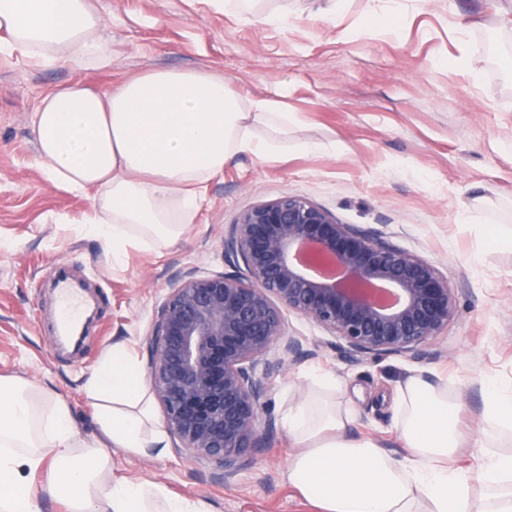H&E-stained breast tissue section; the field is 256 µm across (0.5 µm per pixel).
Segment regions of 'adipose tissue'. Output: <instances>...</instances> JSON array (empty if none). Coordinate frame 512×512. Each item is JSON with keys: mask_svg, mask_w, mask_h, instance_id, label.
Instances as JSON below:
<instances>
[{"mask_svg": "<svg viewBox=\"0 0 512 512\" xmlns=\"http://www.w3.org/2000/svg\"><path fill=\"white\" fill-rule=\"evenodd\" d=\"M102 26L90 0H0L8 49L40 64L109 67ZM269 121L288 124L278 100L245 105L207 71L152 70L110 92L80 81L56 87L44 95L33 128L47 181L93 193L85 228L117 255L130 245L178 239L203 202L200 186L227 160L273 155V140L251 133ZM340 389L336 377L313 376L311 392L284 410L297 449L288 480L305 499L321 512H470V480L449 462L474 440L461 430L460 405L445 384L418 375L399 384L402 457L373 437L349 434L355 413L337 402ZM87 391L113 445L163 454L153 398L123 347H113ZM40 472L69 512H210L205 500L173 495L164 485L112 478L106 452L83 446L64 403H46L35 386L19 392L0 384V512H41L29 488ZM477 478L489 490L486 512H512V454L488 456Z\"/></svg>", "mask_w": 512, "mask_h": 512, "instance_id": "obj_1", "label": "adipose tissue"}]
</instances>
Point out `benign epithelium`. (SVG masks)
<instances>
[{
  "mask_svg": "<svg viewBox=\"0 0 512 512\" xmlns=\"http://www.w3.org/2000/svg\"><path fill=\"white\" fill-rule=\"evenodd\" d=\"M224 253L244 272L190 275L171 289L148 337L146 378L167 431L188 456L213 461L226 481L275 432L271 420L258 428L269 378L303 354L282 310L314 321L362 357L416 353L456 312L434 262L343 224L302 196L241 213ZM85 334L73 326L54 344L78 347Z\"/></svg>",
  "mask_w": 512,
  "mask_h": 512,
  "instance_id": "7a95c632",
  "label": "benign epithelium"
}]
</instances>
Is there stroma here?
Here are the masks:
<instances>
[{
	"mask_svg": "<svg viewBox=\"0 0 512 512\" xmlns=\"http://www.w3.org/2000/svg\"><path fill=\"white\" fill-rule=\"evenodd\" d=\"M93 5L106 21L109 69L0 53V378L43 387L68 405L82 438H100L86 384L113 346L145 367L170 289L191 274L238 273L224 254L231 224L298 195L433 261L457 300L447 331L417 355L353 360L315 322L286 313L304 353L270 381L264 415L279 428L266 448L226 481L170 436L159 457L108 448L112 476L161 483L213 512H314L288 482L295 448L280 421L315 371L343 381L355 434L398 454L393 397L412 372L447 384L474 432L492 428L483 383L512 384V0H345L339 14L332 0H250L244 12L224 0ZM374 12L385 23L370 29ZM463 40L473 61L461 65ZM157 68L204 69L245 102L280 97L288 129L278 157L237 155L203 185L205 203L177 242L116 257L77 227L92 194L45 180L31 117L51 88L79 80L105 92ZM63 216L73 227H61ZM62 269L98 306L77 353L53 342Z\"/></svg>",
	"mask_w": 512,
	"mask_h": 512,
	"instance_id": "1",
	"label": "stroma"
}]
</instances>
